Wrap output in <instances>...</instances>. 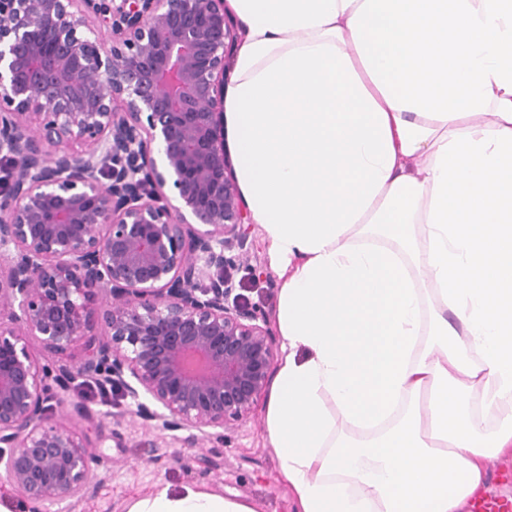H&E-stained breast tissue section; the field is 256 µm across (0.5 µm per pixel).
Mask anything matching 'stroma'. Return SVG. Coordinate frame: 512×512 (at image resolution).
<instances>
[{"mask_svg": "<svg viewBox=\"0 0 512 512\" xmlns=\"http://www.w3.org/2000/svg\"><path fill=\"white\" fill-rule=\"evenodd\" d=\"M249 237L251 254L237 263L233 280L249 305L270 320L277 310L280 283L269 265L267 244L258 225H250ZM78 398L92 409L93 421L72 416L71 402ZM120 401L117 395L105 400L73 391L50 401L51 421L103 440L96 492L55 505L52 512H126L131 501L161 487L176 491L186 485L252 499L261 512H293L287 489L275 478V455L265 440L266 402H259L246 422L229 431L223 445L202 441L196 447L181 448L127 411H116Z\"/></svg>", "mask_w": 512, "mask_h": 512, "instance_id": "1", "label": "stroma"}]
</instances>
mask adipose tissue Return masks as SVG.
Here are the masks:
<instances>
[{"mask_svg":"<svg viewBox=\"0 0 512 512\" xmlns=\"http://www.w3.org/2000/svg\"><path fill=\"white\" fill-rule=\"evenodd\" d=\"M224 7L227 143L280 281L277 478L295 512H462L512 455V0ZM127 512L258 507L187 486Z\"/></svg>","mask_w":512,"mask_h":512,"instance_id":"1","label":"adipose tissue"}]
</instances>
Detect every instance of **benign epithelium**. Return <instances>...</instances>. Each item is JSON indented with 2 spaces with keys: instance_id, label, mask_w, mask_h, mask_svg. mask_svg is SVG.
Masks as SVG:
<instances>
[{
  "instance_id": "obj_1",
  "label": "benign epithelium",
  "mask_w": 512,
  "mask_h": 512,
  "mask_svg": "<svg viewBox=\"0 0 512 512\" xmlns=\"http://www.w3.org/2000/svg\"><path fill=\"white\" fill-rule=\"evenodd\" d=\"M224 0H0V466L28 502L95 493L53 381L115 390L182 445L224 442L277 344L224 268L249 257L225 147Z\"/></svg>"
}]
</instances>
